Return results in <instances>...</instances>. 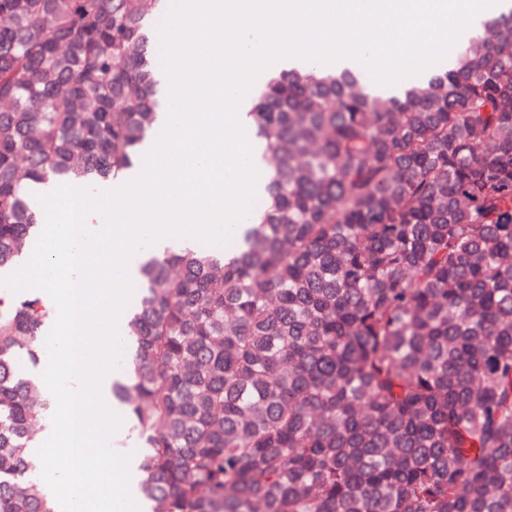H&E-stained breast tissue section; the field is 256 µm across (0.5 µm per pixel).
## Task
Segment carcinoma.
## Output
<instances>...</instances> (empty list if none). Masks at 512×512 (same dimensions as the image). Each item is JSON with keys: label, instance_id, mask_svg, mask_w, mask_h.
Segmentation results:
<instances>
[{"label": "carcinoma", "instance_id": "1", "mask_svg": "<svg viewBox=\"0 0 512 512\" xmlns=\"http://www.w3.org/2000/svg\"><path fill=\"white\" fill-rule=\"evenodd\" d=\"M160 0H0V273L48 182L136 165ZM267 197L228 249L146 257L112 388L151 512H512V11L384 96L267 77ZM51 309L0 297V512H54L29 460Z\"/></svg>", "mask_w": 512, "mask_h": 512}]
</instances>
